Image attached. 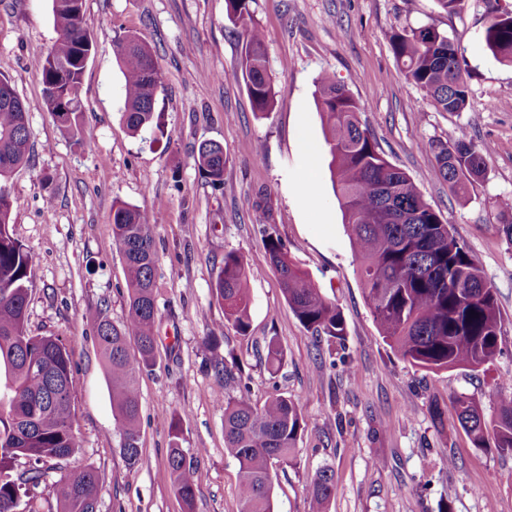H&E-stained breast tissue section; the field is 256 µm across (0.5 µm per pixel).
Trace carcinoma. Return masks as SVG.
Returning a JSON list of instances; mask_svg holds the SVG:
<instances>
[{
	"instance_id": "cac0c4a2",
	"label": "carcinoma",
	"mask_w": 512,
	"mask_h": 512,
	"mask_svg": "<svg viewBox=\"0 0 512 512\" xmlns=\"http://www.w3.org/2000/svg\"><path fill=\"white\" fill-rule=\"evenodd\" d=\"M251 0H225L226 17L242 38V77L253 110L274 105L264 34L254 21ZM58 38L36 60L46 109L60 124L79 134L78 92L93 42L84 24L83 0H52ZM487 51L512 64V12H496L484 30ZM391 48L409 82L425 91L443 112H461L471 88L462 73L458 50L437 27L422 24L393 34ZM114 51L125 81L123 120L136 134L154 121L161 73L150 50L137 36L118 37ZM316 100L325 128L334 192L349 229L357 273L380 335L404 360L428 370L478 369L500 353L502 317L495 288L475 264L465 244L448 229L439 212L423 198L413 179L391 164L371 131L359 119L360 104L335 75L316 81ZM431 174L463 196L483 174L489 149L463 128L446 143H430ZM27 107L11 81L0 78V512H15L27 498L56 501L57 512H98L99 472L92 466L49 473L78 447L74 431L71 361L55 336L27 330L32 254L10 232L12 203L6 182L30 157ZM197 161L209 183L224 184V149L214 142L199 146ZM402 210L409 221L398 220ZM112 234L122 254L127 286V316L122 326L102 318L95 339L110 384L115 426L128 469L140 462L139 376L155 366L157 307L154 270L157 255L149 215L124 202L112 206ZM264 246L282 293L299 322L314 336L340 339L344 319L308 275L288 256L273 228L264 229ZM224 307V323L244 335L250 327V294L245 264L235 252L224 254L213 288ZM135 342L137 351L129 350ZM284 352L275 339L266 345V362L275 374ZM219 381H242L235 362L215 359ZM250 387L224 399V451L239 465L240 512H274L270 465L290 466L298 441L308 429L299 404L274 394L258 407ZM459 424L481 448L493 435L494 446L512 452V396L496 399V415L486 421L473 398L454 399ZM168 465L172 486L193 512L196 469L182 448L180 420L170 427ZM25 468L17 471L19 463ZM311 512H328L336 494L334 472L324 467L305 486Z\"/></svg>"
}]
</instances>
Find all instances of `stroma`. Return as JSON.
<instances>
[{
    "label": "stroma",
    "mask_w": 512,
    "mask_h": 512,
    "mask_svg": "<svg viewBox=\"0 0 512 512\" xmlns=\"http://www.w3.org/2000/svg\"><path fill=\"white\" fill-rule=\"evenodd\" d=\"M94 49L79 89L77 143L42 104L34 62L58 34L52 0H0V77L29 107V163L8 180L11 231L33 255L27 328L56 336L71 357L79 447L62 470L100 471L99 512H185L169 475L170 420L179 417L187 455L197 458L194 512H240L237 462L224 453V404L237 383L219 386L214 356L239 360L250 399L293 398L308 429L295 463L274 466V512H309L304 488L331 468L330 512H512V453L473 445L452 403L463 395L493 417L497 395L512 394V66L483 43L492 10L512 0H464L453 14L435 0H252L265 33L276 101L254 112L241 78L242 41L225 0H84ZM432 24L459 47L472 89L467 108L442 112L407 81L392 34ZM134 34L158 62L164 86L161 129L131 134L122 120L124 76L116 37ZM333 73L362 105V120L386 158L404 170L440 212L493 284L502 314L501 352L484 367L429 372L383 341L365 301L348 229L333 191L316 80ZM488 145L482 178L466 197L430 176V143L458 128ZM224 147V186L196 164L198 147ZM309 142L302 152L300 142ZM152 213L157 264L158 359L138 381L141 457L127 469L97 351L98 316H127L122 256L112 205ZM271 225L289 255L343 315L342 340L315 342L285 300L264 248ZM228 252L249 273L250 328L224 326L211 288ZM223 335L203 341L216 325ZM285 359L269 374L265 345Z\"/></svg>",
    "instance_id": "1"
}]
</instances>
